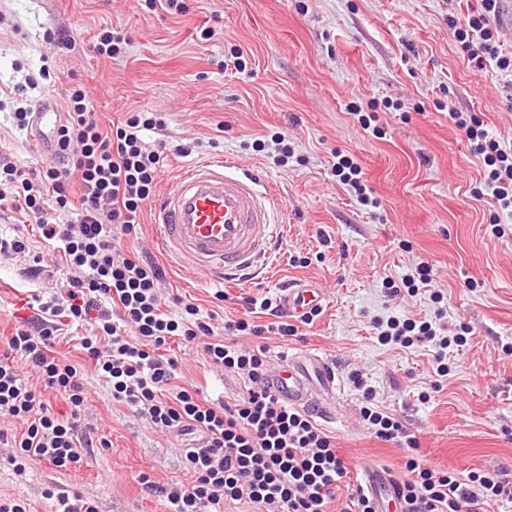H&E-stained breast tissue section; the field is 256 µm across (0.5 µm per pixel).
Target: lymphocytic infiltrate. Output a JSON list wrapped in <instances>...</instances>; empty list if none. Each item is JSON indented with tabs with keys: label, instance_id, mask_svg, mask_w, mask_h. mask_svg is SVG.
Wrapping results in <instances>:
<instances>
[{
	"label": "lymphocytic infiltrate",
	"instance_id": "lymphocytic-infiltrate-1",
	"mask_svg": "<svg viewBox=\"0 0 512 512\" xmlns=\"http://www.w3.org/2000/svg\"><path fill=\"white\" fill-rule=\"evenodd\" d=\"M496 0H479L454 36L477 68L494 65L512 70V56L493 38L491 15ZM68 118L58 132L57 158L38 170L0 166V210L21 214L36 224L42 252L60 256L73 272L49 297L39 299L33 319L19 324L0 349V418L23 425L15 437L0 430V441L16 453L10 462L23 474L27 460L66 469L79 464L92 441L78 430L86 408L82 366L54 350L56 321L80 328L79 348L110 387L112 400L164 432L200 434L187 448L184 465L190 482H154L140 473L146 493L163 497L171 512H224L228 503L247 502L256 512H329L337 490H346L340 512H376L373 499L351 478L348 463L331 436L312 415L288 406L266 384L271 352L268 338L284 341L299 333L283 318L273 299L245 298L243 317H224L176 295L163 308L159 287L166 271L157 260L135 256L123 247L136 235L144 208L154 194L163 160L149 150L144 132L162 130L150 112H134L116 128L102 130L90 96L81 85L67 93ZM470 152L485 167L475 188L476 200L491 197L496 213L512 214V151L503 149L474 114L456 112ZM79 174L81 193L72 195L70 178ZM265 323H256V315ZM256 337L254 346L238 345L241 336ZM379 344L431 348L439 377L447 376L448 349L467 342L465 334L448 337L430 321L388 318ZM201 346L211 367L240 376L241 395L234 402L211 401L200 390L176 385L178 362L164 356L170 342ZM36 369L42 382L23 379L18 363ZM365 405L362 416L372 435L408 448L400 492L405 512H480L512 499V473L470 470L464 473L423 463L414 451L419 442L398 418L375 401L370 387L352 375ZM433 383L431 392L440 391ZM63 398L70 415L51 410L45 392ZM431 392L422 393L429 400Z\"/></svg>",
	"mask_w": 512,
	"mask_h": 512
}]
</instances>
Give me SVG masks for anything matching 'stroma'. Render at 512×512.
I'll return each instance as SVG.
<instances>
[{
    "label": "stroma",
    "mask_w": 512,
    "mask_h": 512,
    "mask_svg": "<svg viewBox=\"0 0 512 512\" xmlns=\"http://www.w3.org/2000/svg\"><path fill=\"white\" fill-rule=\"evenodd\" d=\"M184 10L149 8L145 0H0V88L48 66L50 84L36 98L65 103L83 84L102 126L131 112L165 124L147 134L163 158L157 193L172 192L189 166L227 157L256 173L277 195L275 218L285 227L275 269L265 280L228 284L224 309L242 315L247 296L278 294L297 279L315 281L327 296L297 337L271 340L273 357L305 350L328 357L341 389L324 424L351 464L401 473L406 451L374 438L363 421L358 372L376 398L419 441L423 460L457 471L512 470V222L491 231L493 209L472 190L484 168L452 120L476 113L503 148L512 149V71L464 61L454 21L467 0H182ZM129 43L108 59L92 49L106 27ZM55 41L43 39L45 31ZM244 72L225 68L233 50ZM376 115L377 131L350 114ZM0 109V156L23 169L47 163L27 130ZM287 133L297 156L275 160V133ZM193 142L190 156L176 147ZM352 156L380 203L368 213L333 172L334 152ZM307 266L295 265V258ZM433 269L428 289L388 296L384 278L400 281L419 263ZM56 274L33 273L24 258L0 254V341L10 336L33 295L59 288ZM215 282L167 265L162 298L179 294L209 306ZM444 297L434 304L431 293ZM446 329L464 323L467 343L450 347V374L429 402L419 394L436 376L428 349L379 345L375 323L391 316L436 318ZM177 385L233 402L241 381L208 365L200 348L179 347ZM87 409L80 431L107 440L70 469L31 462L26 475L0 446V495L28 499L49 512L43 488L82 493L98 512H169L142 492L140 472L158 483L188 480L179 442L113 403L102 378L85 365Z\"/></svg>",
    "instance_id": "35a3bbf8"
}]
</instances>
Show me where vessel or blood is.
<instances>
[{
  "instance_id": "obj_1",
  "label": "vessel or blood",
  "mask_w": 512,
  "mask_h": 512,
  "mask_svg": "<svg viewBox=\"0 0 512 512\" xmlns=\"http://www.w3.org/2000/svg\"><path fill=\"white\" fill-rule=\"evenodd\" d=\"M64 113L51 98L44 99L32 120L33 139L47 158L56 155V133ZM275 197L258 175L239 173L234 163L218 160L192 165L173 192L154 206L161 230L160 246L168 259L218 282L263 279L273 264L280 227L270 219ZM325 296L303 281L291 283L282 295L289 317L303 319L322 307ZM268 381L288 405L330 418L329 405L340 388L333 363L321 355L297 352L280 359ZM364 491L379 512H402L399 480L366 464Z\"/></svg>"
}]
</instances>
